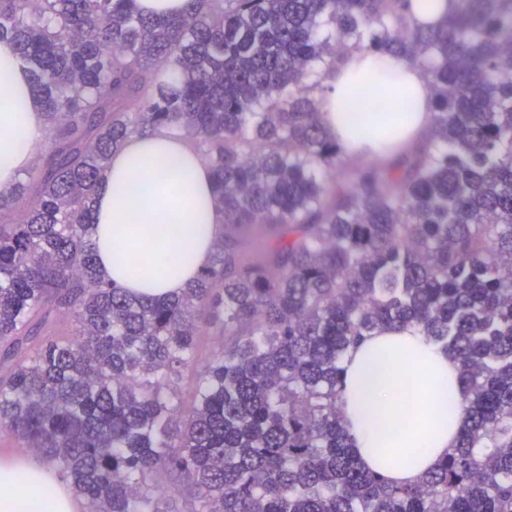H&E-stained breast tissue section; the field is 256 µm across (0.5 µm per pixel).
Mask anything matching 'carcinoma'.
Listing matches in <instances>:
<instances>
[{
  "instance_id": "1",
  "label": "carcinoma",
  "mask_w": 512,
  "mask_h": 512,
  "mask_svg": "<svg viewBox=\"0 0 512 512\" xmlns=\"http://www.w3.org/2000/svg\"><path fill=\"white\" fill-rule=\"evenodd\" d=\"M0 0L41 98L46 145L0 194V433L84 512H512V0ZM423 69L426 138L379 118L401 93L354 84L372 123L356 162L320 120L355 53ZM166 127L210 166L224 236L170 298L104 281L94 202L112 153ZM349 182L333 180L349 164ZM258 234V257L244 245ZM76 324L44 332L51 313ZM413 327L459 359L467 425L437 470L366 469L338 406L349 349ZM224 337L179 403L203 329ZM140 12L147 15H175L182 11L185 0H137ZM157 484L168 492H175L179 498V506L185 511L194 507V500L186 492L181 490L180 479L178 475L172 471H162L157 475Z\"/></svg>"
}]
</instances>
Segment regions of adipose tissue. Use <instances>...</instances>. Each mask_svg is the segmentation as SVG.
I'll list each match as a JSON object with an SVG mask.
<instances>
[{
  "instance_id": "ef3b65f1",
  "label": "adipose tissue",
  "mask_w": 512,
  "mask_h": 512,
  "mask_svg": "<svg viewBox=\"0 0 512 512\" xmlns=\"http://www.w3.org/2000/svg\"><path fill=\"white\" fill-rule=\"evenodd\" d=\"M402 76L408 93L391 100L393 112L409 111L406 139L422 137L433 105L421 68L386 53L353 56L321 101L330 137L357 150L366 133L348 99L351 81L371 84L382 73ZM42 107L13 44L0 41V193L44 141ZM98 267L104 279L135 295L170 297L210 260L224 231L210 167L191 142L165 129L129 138L112 155L96 196ZM160 255L147 276L132 275L131 255ZM339 404L360 461L400 484H414L436 470L454 448L464 424L457 362L448 349L414 328L370 336L344 361ZM0 512H82V503L58 486L31 457L0 459Z\"/></svg>"
}]
</instances>
